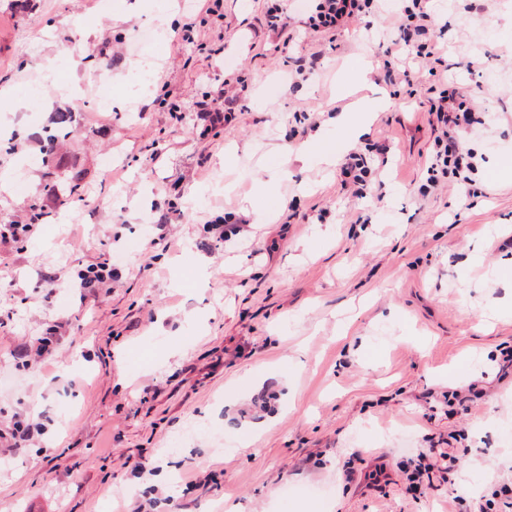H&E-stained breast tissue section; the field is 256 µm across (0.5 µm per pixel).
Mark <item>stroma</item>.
<instances>
[{
    "label": "stroma",
    "instance_id": "stroma-1",
    "mask_svg": "<svg viewBox=\"0 0 512 512\" xmlns=\"http://www.w3.org/2000/svg\"><path fill=\"white\" fill-rule=\"evenodd\" d=\"M147 3L0 0V224L25 222L46 181L61 202L56 228L0 240V429L43 425L27 448L0 447V512H469L512 481V0H429L448 70L415 64L412 99L378 70L401 0L290 38L268 32L266 0ZM150 26L169 38L146 93L94 108L84 44L131 79ZM62 60L81 101L22 95ZM233 71L247 87L216 136L193 105ZM441 78L485 120L467 146L486 196L426 184ZM377 97L363 134L336 126ZM63 113L77 135L45 158L37 142ZM316 135L345 154L387 146L371 196L302 155ZM219 216L235 235L204 245ZM107 260L99 287L54 280ZM452 391L466 398L454 415ZM444 447L455 481L436 466L411 491L418 454Z\"/></svg>",
    "mask_w": 512,
    "mask_h": 512
}]
</instances>
